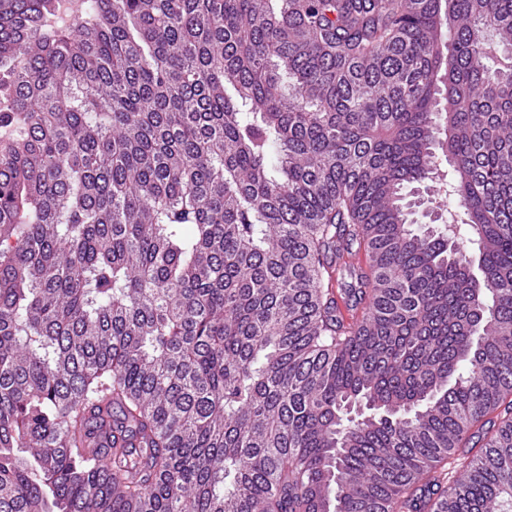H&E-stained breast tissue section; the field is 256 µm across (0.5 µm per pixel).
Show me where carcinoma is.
<instances>
[{
  "instance_id": "1",
  "label": "carcinoma",
  "mask_w": 512,
  "mask_h": 512,
  "mask_svg": "<svg viewBox=\"0 0 512 512\" xmlns=\"http://www.w3.org/2000/svg\"><path fill=\"white\" fill-rule=\"evenodd\" d=\"M56 3L0 0V512H512V0Z\"/></svg>"
}]
</instances>
